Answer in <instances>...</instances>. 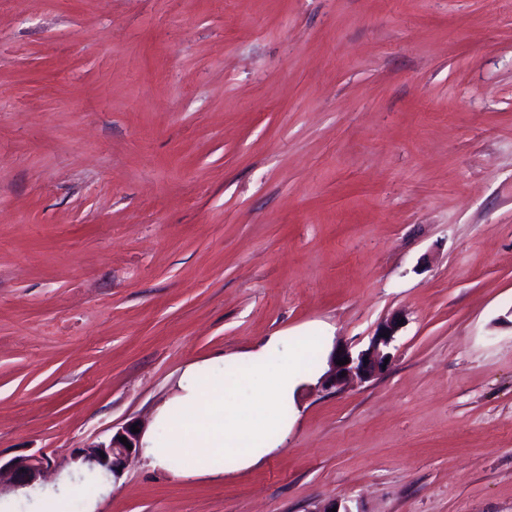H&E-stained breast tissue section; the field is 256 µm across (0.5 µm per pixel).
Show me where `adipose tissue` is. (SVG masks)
I'll use <instances>...</instances> for the list:
<instances>
[{
  "label": "adipose tissue",
  "mask_w": 512,
  "mask_h": 512,
  "mask_svg": "<svg viewBox=\"0 0 512 512\" xmlns=\"http://www.w3.org/2000/svg\"><path fill=\"white\" fill-rule=\"evenodd\" d=\"M306 376L297 352L262 354L256 365L244 368L240 378L224 373L205 374L201 366L184 369L174 407H162L155 420L167 432V442L157 446L144 436L142 452L149 466L165 467L170 455L182 456L185 475L212 473L215 457L231 455L246 461L274 448L276 439L267 433L274 411L273 400H287ZM246 384L247 401L237 400L239 384Z\"/></svg>",
  "instance_id": "1"
}]
</instances>
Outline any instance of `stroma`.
Returning a JSON list of instances; mask_svg holds the SVG:
<instances>
[{"label": "stroma", "instance_id": "1", "mask_svg": "<svg viewBox=\"0 0 512 512\" xmlns=\"http://www.w3.org/2000/svg\"><path fill=\"white\" fill-rule=\"evenodd\" d=\"M224 476L65 512H512V0H0V460L15 512L183 369L367 348ZM401 318L393 316L382 323L372 337L369 347L361 351L356 358L349 351H336L330 356L329 370L325 373L324 382L331 387H340L353 376L360 380H368L384 367V360L390 358L389 349L393 346L397 332L400 329ZM388 334V337H383ZM349 358V363L337 365V360ZM367 357L368 364H365ZM345 361V360H344ZM345 373V376H342ZM2 469L9 471L10 479L15 486H30L42 478L44 462L42 458L36 456L16 457L3 465L0 460V493Z\"/></svg>", "mask_w": 512, "mask_h": 512}]
</instances>
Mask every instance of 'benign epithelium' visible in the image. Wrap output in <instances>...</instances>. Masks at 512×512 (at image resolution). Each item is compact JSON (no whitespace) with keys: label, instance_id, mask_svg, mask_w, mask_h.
Returning <instances> with one entry per match:
<instances>
[{"label":"benign epithelium","instance_id":"7a95c632","mask_svg":"<svg viewBox=\"0 0 512 512\" xmlns=\"http://www.w3.org/2000/svg\"><path fill=\"white\" fill-rule=\"evenodd\" d=\"M401 318L393 316L382 323L372 337L369 347L352 357L348 351L333 353L329 359V370L325 373L324 382L332 387H340L352 377L368 380L384 367V360L390 358L389 349L393 346L400 329ZM349 358V363L338 365L336 361ZM127 438V443L120 438ZM132 448H127V445ZM141 449L140 434L131 432V426L118 428L107 442L91 443L74 450L73 461L80 466H88L104 477L118 478L128 460L137 455ZM6 469L10 479L18 487L30 486L43 476L44 462L36 456L16 457L4 464L0 470Z\"/></svg>","mask_w":512,"mask_h":512}]
</instances>
